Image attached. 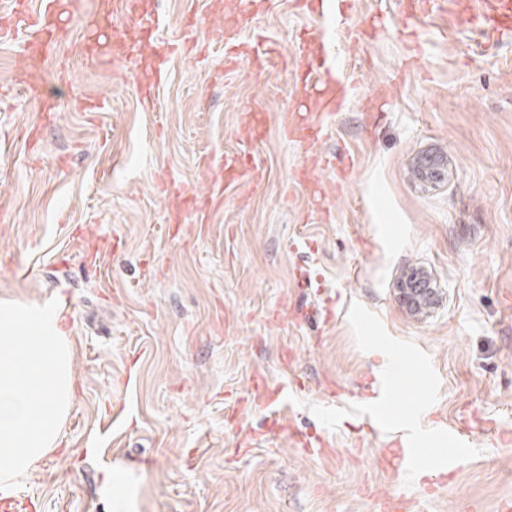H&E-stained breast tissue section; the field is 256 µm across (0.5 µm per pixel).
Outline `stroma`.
I'll return each instance as SVG.
<instances>
[{
	"label": "stroma",
	"instance_id": "obj_1",
	"mask_svg": "<svg viewBox=\"0 0 512 512\" xmlns=\"http://www.w3.org/2000/svg\"><path fill=\"white\" fill-rule=\"evenodd\" d=\"M100 2L64 0L49 125L14 85L22 43L0 38V300H58L77 384L24 512H512V30L469 24L501 22L498 0H448L413 41L401 0H350L356 31L390 23L336 45L356 90L314 144L279 118L326 26L318 0H137L91 68ZM229 17L269 54L227 62ZM318 155L316 203L294 173ZM222 157L239 166L212 203L203 164ZM415 269L437 290L419 315L396 291ZM256 374L288 387L279 432ZM437 421L472 442L436 486L430 461L454 448Z\"/></svg>",
	"mask_w": 512,
	"mask_h": 512
}]
</instances>
